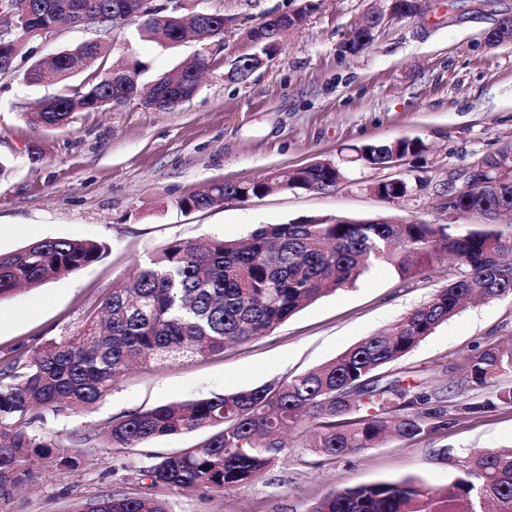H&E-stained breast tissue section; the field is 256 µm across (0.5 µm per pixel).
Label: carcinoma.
Returning a JSON list of instances; mask_svg holds the SVG:
<instances>
[{
	"instance_id": "carcinoma-1",
	"label": "carcinoma",
	"mask_w": 512,
	"mask_h": 512,
	"mask_svg": "<svg viewBox=\"0 0 512 512\" xmlns=\"http://www.w3.org/2000/svg\"><path fill=\"white\" fill-rule=\"evenodd\" d=\"M0 6L24 17L22 26L0 41V60L19 62L39 32L72 17L92 14L107 27L127 20L136 24L142 40L175 45L193 33L201 39L224 40L230 20L219 12L206 16L195 10L143 14L141 0H0ZM284 12L269 16L247 36L265 40L254 52L276 53V36ZM383 16L366 20L346 42L354 54L373 40ZM112 45L85 42L30 63L23 79L32 86H59V93L42 99L24 113L35 127L68 126L78 112H106L138 95L137 78L144 65L131 60L105 66ZM211 69L215 58L208 45L184 59L176 71L158 78L145 107L166 112L196 91V69ZM257 64L252 54L235 57L229 78L245 79ZM87 73L83 89L67 92V81ZM354 160L380 168L395 155L426 151L420 139L400 138L353 148ZM346 177L334 162L279 169L261 180L212 182L178 201L183 210L221 205L226 198L246 201L269 194L280 185L289 189L323 191ZM370 189L387 200L413 191L404 178L385 179ZM450 206L457 216L446 224L389 217L358 221L320 217L285 224H260L247 242L219 238L176 240L165 244L152 262L131 280L112 287L101 315L89 317L72 332L44 340L35 350L0 360V512L15 492L37 479L34 464L71 471L80 465L70 449L99 438L100 448H136L154 439L200 429L211 435L194 448L155 456L140 470L154 488L179 487L221 492L248 484L284 459L285 430L310 427V448L335 459L379 446L387 436L414 440L426 419L448 424L442 405L420 412L431 400L411 393L401 381H385L378 371L408 355L437 327L457 315L474 297L491 300L512 296V236L486 224L463 229L457 221L472 211H512V185L490 196L462 193ZM105 245L89 240L45 238L8 253H0V302L18 287L33 290L48 280L69 275L100 258ZM446 254L454 262L448 286L403 315L381 333L368 336L336 359L277 384L189 402L167 403L130 412L110 421L96 436L67 439L44 428V413L86 410L112 390L128 367L151 361L168 362L222 353L232 344L271 334L304 307L338 289L354 286L377 263L391 265L403 276H415ZM465 381L485 387L512 375V345L487 346L466 358ZM512 405V388L496 399L467 404V411ZM367 414L352 417L358 407ZM460 476L438 491L418 479L334 488L310 502L303 512H512V451L476 450L463 458ZM169 512L152 494H106L72 507V512Z\"/></svg>"
}]
</instances>
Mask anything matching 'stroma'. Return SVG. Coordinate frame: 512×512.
Listing matches in <instances>:
<instances>
[{"label": "stroma", "instance_id": "1", "mask_svg": "<svg viewBox=\"0 0 512 512\" xmlns=\"http://www.w3.org/2000/svg\"><path fill=\"white\" fill-rule=\"evenodd\" d=\"M195 9L233 18L223 41L211 42L216 66L197 94L167 112L139 100L109 112L76 113L64 128H36L23 118L45 96L20 73L0 74V156L11 160L0 178V252L42 238L105 244L90 265L20 291L0 302V358L17 348L79 328L113 285L148 264L174 240L245 238L260 224L309 217H379L448 221V188L477 158L512 141V44L491 46L484 34L512 16V0H437L421 20L383 23L373 44L349 56L340 50L372 0H312L304 26L242 81L227 78L231 61L249 50L241 34L303 0H191ZM109 62L134 58L141 84L172 72L199 44L163 47L140 40L135 26L107 31ZM419 138L426 152L394 167L349 162L350 148ZM42 152L32 161L33 152ZM346 164L348 180L322 191L288 190L200 211L178 199L212 181L267 176L317 161ZM405 178L411 196L391 202L367 183ZM447 258L412 277L376 265L355 287L326 295L271 334L224 353L133 368L92 408L48 419L63 435H91L134 410L232 393L289 379L329 362L387 327L448 283ZM512 341V296L465 305L385 375L435 393L456 384L459 403L489 398L490 388L463 384L465 358L476 347ZM416 440L388 438L375 448L328 460L308 446L306 430L289 433L288 457L255 482L220 493L157 489L170 512H303L337 487L415 477L446 489L459 462L476 449L512 448V407L458 414ZM199 430L152 440L139 448L82 447L76 470L42 472L18 494L11 512H70L72 503L108 493L137 494V469L155 455L189 448Z\"/></svg>", "mask_w": 512, "mask_h": 512}]
</instances>
